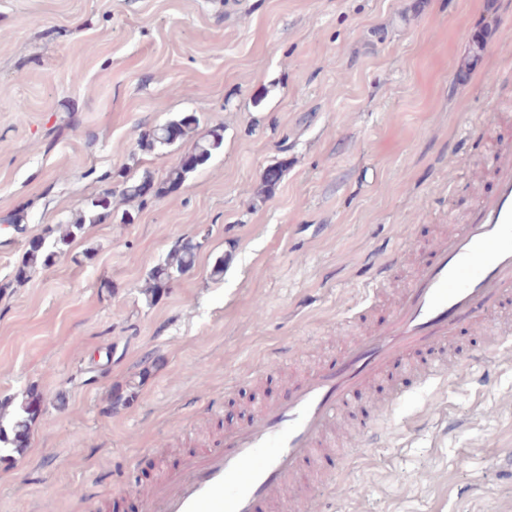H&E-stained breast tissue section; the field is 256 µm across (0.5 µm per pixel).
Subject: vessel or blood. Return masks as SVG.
<instances>
[{"mask_svg":"<svg viewBox=\"0 0 512 512\" xmlns=\"http://www.w3.org/2000/svg\"><path fill=\"white\" fill-rule=\"evenodd\" d=\"M490 191L474 199L469 219L436 236L401 287L382 330L350 342L336 358L292 381L288 396L259 406L243 427L225 431L210 448L187 451L179 465L138 499L139 512H263L288 503L314 512L317 490L306 469L336 423L372 382L391 387L383 411L396 408L399 379L422 362V382L473 376L470 362L454 355L461 326L496 327L498 339L478 356L512 353V322L500 314L512 306V130L497 128ZM401 239L371 267L369 288L388 286L407 259ZM384 430L368 414L357 418L352 446L367 447Z\"/></svg>","mask_w":512,"mask_h":512,"instance_id":"1","label":"vessel or blood"}]
</instances>
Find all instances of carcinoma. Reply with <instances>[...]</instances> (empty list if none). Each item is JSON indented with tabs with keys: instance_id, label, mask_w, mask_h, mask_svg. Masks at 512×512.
<instances>
[{
	"instance_id": "obj_1",
	"label": "carcinoma",
	"mask_w": 512,
	"mask_h": 512,
	"mask_svg": "<svg viewBox=\"0 0 512 512\" xmlns=\"http://www.w3.org/2000/svg\"><path fill=\"white\" fill-rule=\"evenodd\" d=\"M193 115H182L158 126L140 139V147L153 150L170 146L185 139L197 125ZM224 142V129L215 127L207 137L196 141L191 153L181 159L168 174L167 180L155 189L158 196L177 189L199 167L205 165ZM153 185L150 176L139 180H123L118 192H107L87 199L78 215L71 222L50 230L44 237L32 241L23 253L16 267L13 280L22 283L29 280L39 270L50 267L70 252L73 242L84 233L85 225L96 224L112 211V197L120 194L123 199L145 200L147 190ZM202 243L195 237L178 239L170 248L163 262L151 268L147 274L145 294L147 302L159 300L172 283L190 271L194 266ZM43 404L40 392L31 388L27 391L19 409L12 416L9 427H4V415L0 413V445L21 451L25 447L31 426L41 413Z\"/></svg>"
}]
</instances>
